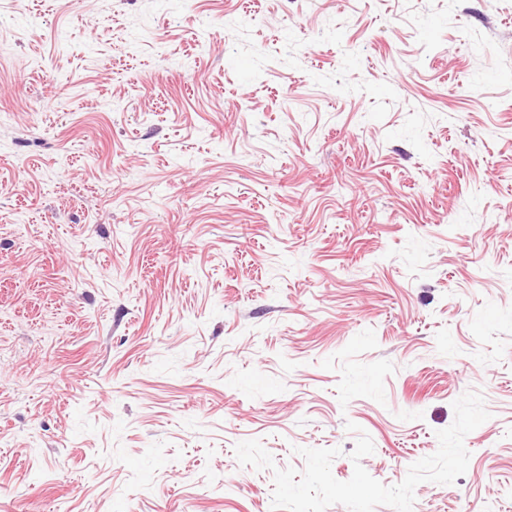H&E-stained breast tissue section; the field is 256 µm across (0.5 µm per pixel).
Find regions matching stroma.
Listing matches in <instances>:
<instances>
[{
	"label": "stroma",
	"mask_w": 512,
	"mask_h": 512,
	"mask_svg": "<svg viewBox=\"0 0 512 512\" xmlns=\"http://www.w3.org/2000/svg\"><path fill=\"white\" fill-rule=\"evenodd\" d=\"M480 392L512 512V0H0V512L400 483Z\"/></svg>",
	"instance_id": "1"
}]
</instances>
